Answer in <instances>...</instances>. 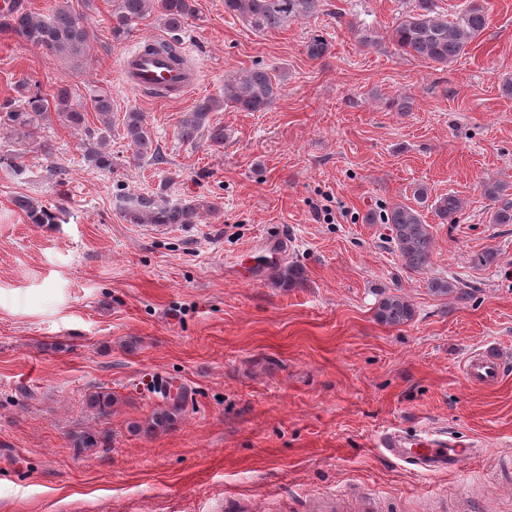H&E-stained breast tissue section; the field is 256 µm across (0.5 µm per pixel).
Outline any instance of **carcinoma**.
<instances>
[{
    "instance_id": "obj_1",
    "label": "carcinoma",
    "mask_w": 512,
    "mask_h": 512,
    "mask_svg": "<svg viewBox=\"0 0 512 512\" xmlns=\"http://www.w3.org/2000/svg\"><path fill=\"white\" fill-rule=\"evenodd\" d=\"M415 5L395 22L389 37L396 49L405 57L422 63L446 67L457 61L467 45L485 30L487 9L485 0H468L466 7L455 19L436 8V0H414ZM324 0H224V12L233 15L259 32H276L297 18L312 17L321 11ZM195 0H117L112 11V40L126 39L134 25L151 14L160 16L167 30L178 34L195 17ZM0 33L13 35L23 42L45 50L49 56L70 55L77 57L85 52L90 41L87 15L74 10L70 0H54L50 14L34 13L21 3L14 9L0 13ZM331 44L324 36L311 34L305 43V52L312 61L330 54ZM284 90V77L264 66L245 70L224 82L222 97H209L200 101L192 111L185 112L179 120L181 140L195 142L202 134L214 145L224 143V126L211 123V114L218 108L230 106L241 112H265L269 110ZM20 97L16 101L0 105V126L9 127L29 137L37 136L45 122L50 120L49 101L38 89L26 84L19 85ZM57 115L76 130L84 131L83 158L92 169L112 168V154L108 140L112 132V102L106 94L92 99L91 107L98 116L101 127L86 128L82 107L72 105L68 88L61 87L54 95ZM124 138L132 150V158L140 162L150 156L163 161L160 149L154 146L151 131L144 113L131 109L123 116ZM414 205L398 204L381 217L388 226L389 240L394 243L404 268L422 273L432 265L434 239L430 226L425 223L423 207L428 201L423 186L413 191ZM120 217L129 224H196L202 211L211 208L205 201L191 200L169 204L158 194L116 195ZM14 204L25 212L35 224H53L54 213L33 200L18 196ZM462 204L455 194L437 199L435 213L443 221H456ZM275 280L284 288H296L306 281L301 267L290 265L274 272ZM413 306L402 296L388 294L382 297L375 311V318L388 326H399L414 319ZM166 408L155 411L145 421L141 430L156 433L170 428L181 412L182 393L170 396L162 389ZM90 408L102 416L110 414L112 393L104 390L88 396Z\"/></svg>"
}]
</instances>
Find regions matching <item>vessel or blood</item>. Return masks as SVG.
Here are the masks:
<instances>
[{
  "label": "vessel or blood",
  "mask_w": 512,
  "mask_h": 512,
  "mask_svg": "<svg viewBox=\"0 0 512 512\" xmlns=\"http://www.w3.org/2000/svg\"><path fill=\"white\" fill-rule=\"evenodd\" d=\"M125 83L138 92L159 91L180 99L198 85V75L189 67L174 64L167 54L138 45L123 59ZM467 379L483 386L496 385L503 377L504 366L496 355L482 352L468 358L465 364ZM377 445L391 459L412 466L424 475L455 470L477 458L479 449L450 432L412 434L399 428L384 431ZM309 512H346L342 493L306 496Z\"/></svg>",
  "instance_id": "vessel-or-blood-1"
}]
</instances>
